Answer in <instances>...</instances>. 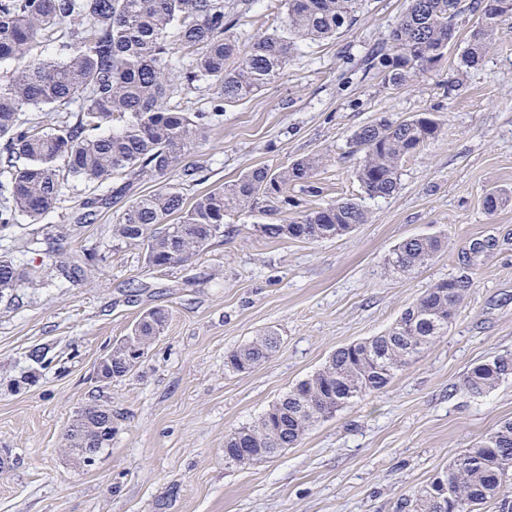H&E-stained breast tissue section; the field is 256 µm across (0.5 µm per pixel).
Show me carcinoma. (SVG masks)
Here are the masks:
<instances>
[{"label":"carcinoma","instance_id":"cac0c4a2","mask_svg":"<svg viewBox=\"0 0 512 512\" xmlns=\"http://www.w3.org/2000/svg\"><path fill=\"white\" fill-rule=\"evenodd\" d=\"M361 0H284L279 29L241 47L233 35L240 15L252 0H0V62L16 61L0 79V173L8 174L4 189L9 203L0 207V232L25 215L37 219L53 210L62 194L61 170L89 185L101 186L116 176L122 182L109 196L87 197L74 223L92 224L99 211L119 200L128 203L116 215L112 236L140 242L146 263L167 268L189 261L216 237L224 235V219L258 211L272 222L259 225L270 240L319 242L351 233L369 220L360 198L336 200L296 216L273 222L279 204L288 203V185L313 179L323 164L319 155L299 159L272 171L248 169L235 183L200 194L185 205L180 188L166 183L139 195L138 180L163 178L181 167L182 178L196 181L200 167L183 161L209 137L224 105L244 100L273 82L288 65L297 44L321 41L351 24ZM479 16L462 51L460 65L473 68L492 48L498 25L512 20V0H409L389 34L390 52L375 49L384 84L398 88L416 69L437 66L454 45L458 18ZM70 31L62 58L28 59L34 43L68 20ZM180 47L191 59L187 67L174 62ZM213 80L220 95L212 111H195L172 102L181 85ZM81 102L73 124L48 131L27 127L20 112L27 107L52 109ZM443 122L430 113L403 120L381 119L355 131L352 144L362 153L355 171L365 197L391 196L399 186L402 161L442 134ZM512 200V190L495 189L483 199L494 215ZM445 247L438 237H413L395 246L386 268L410 273L422 268ZM31 278L11 260L0 257V299L13 295ZM472 281L448 278L423 291L384 332L336 349L314 374L300 380L254 423L224 437L230 454L247 448L265 460L283 448L297 446L320 421L348 405L384 391L398 372L423 357L448 335ZM167 322V313L145 311L132 335L112 346V368L104 375L122 377L130 348L147 352ZM278 337L269 331L225 355L226 366L247 372L268 359ZM512 379V354L495 356L469 368L459 390L482 399ZM65 446L78 462L82 449L110 447L112 421L103 406L82 410L64 434ZM448 505L416 490L402 496L395 512H480L500 504L512 492V419L502 420L443 471Z\"/></svg>","mask_w":512,"mask_h":512}]
</instances>
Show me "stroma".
<instances>
[{"label": "stroma", "instance_id": "1", "mask_svg": "<svg viewBox=\"0 0 512 512\" xmlns=\"http://www.w3.org/2000/svg\"><path fill=\"white\" fill-rule=\"evenodd\" d=\"M407 0H363L335 37L301 44L282 74L228 104L192 154L199 181L168 174L186 201L233 184L250 167L280 169L320 155L317 193L295 186L282 217L362 194L350 139L362 125L431 112L444 133L401 167L398 190L366 200L369 221L309 243L260 236L259 213L227 220L202 255L147 267L143 245L113 238L118 205L92 224L73 214L89 196L74 179L57 207L19 216L0 255L40 267L49 236L61 250L102 253L74 277L42 272L0 300V512H394L399 498L445 470L498 421L512 418V381L474 400L459 392L473 365L512 354V204L482 201L512 188V21L477 68L462 44L440 67L385 86L366 60L386 46ZM281 0H255L234 33L241 45L272 32ZM459 89H451V82ZM437 236L448 247L419 270L392 273L400 241ZM473 285L448 334L379 394L317 423L293 448L250 465L224 458L226 433L253 423L336 348L383 332L435 282ZM168 322L128 375L100 381V358L149 308ZM277 351L251 371L224 365L230 350L267 330ZM112 411V444L94 466L70 456L63 434L91 403Z\"/></svg>", "mask_w": 512, "mask_h": 512}]
</instances>
